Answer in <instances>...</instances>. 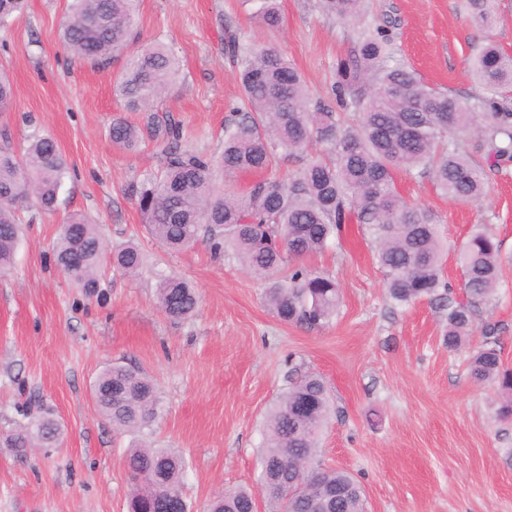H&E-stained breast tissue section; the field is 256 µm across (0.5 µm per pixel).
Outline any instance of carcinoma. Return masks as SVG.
<instances>
[{"mask_svg":"<svg viewBox=\"0 0 512 512\" xmlns=\"http://www.w3.org/2000/svg\"><path fill=\"white\" fill-rule=\"evenodd\" d=\"M257 18L270 30L280 26L277 0H256ZM473 23L486 29L496 21V0H460ZM367 0H319L323 11L358 25L349 54L337 64L333 94L339 111L314 99L294 63L275 46L240 49L232 32L224 37L238 68L243 108L224 128L219 157L185 150L171 113L155 103L180 78V66L164 45L134 42L137 0H70L62 42L78 60L104 68L116 57L132 54L117 79L128 108L148 113L144 127L120 118L112 122V142L136 149L145 138L161 147L163 165L156 175L133 187L148 234L177 253L204 237L214 253L230 247L253 273L269 279L264 301L285 324L318 325L329 321L340 301L330 277L296 266L285 281L273 277L287 259L323 251L344 225L367 226L378 244V262L390 297L410 303L429 297L447 310L448 349L465 345L473 332L477 304L492 295L502 263L500 242L489 230L474 228L456 249L465 280V299L453 297L442 282L444 245L436 216L409 205L395 187L400 172L432 179L449 198L475 203L488 195L486 168L512 161V55L492 42L471 60V80L488 97L461 99L426 84L404 64L388 30L365 21ZM25 0H0V28L22 13ZM13 87L0 73V112L9 110ZM476 138L483 161L468 147ZM315 143L323 149L309 156L294 178L275 176L253 183L239 194L224 188L225 176L270 172L281 155L302 153ZM69 175V163L55 140L34 133L22 153L0 147V272L8 271L19 244V207L30 201L56 209ZM59 271L91 297L99 288L105 260L136 274L144 255L134 243L107 251L97 225L78 214L64 221L53 247ZM158 305L171 319L193 316L195 289L183 278L166 277ZM471 374L497 381L507 399L500 414L512 416V369L497 350L494 329L473 348ZM96 403L117 431L139 432L157 410L153 380L140 368L114 363L94 384ZM35 430L22 427L5 443L31 448L56 439L58 424L41 407ZM331 413L323 378L305 373L269 411L267 439L260 457V485L268 512H307L305 495L326 512H366L361 485L344 470L317 462L318 439ZM128 512H189L184 495L185 460L170 449L136 445L128 449ZM255 497L247 488L224 490L208 512H253Z\"/></svg>","mask_w":512,"mask_h":512,"instance_id":"1","label":"carcinoma"}]
</instances>
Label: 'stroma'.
I'll use <instances>...</instances> for the list:
<instances>
[{
  "label": "stroma",
  "mask_w": 512,
  "mask_h": 512,
  "mask_svg": "<svg viewBox=\"0 0 512 512\" xmlns=\"http://www.w3.org/2000/svg\"><path fill=\"white\" fill-rule=\"evenodd\" d=\"M68 0H27L0 29V71L14 89L0 112V142L21 149L34 132L55 139L71 167L55 211L23 212L13 268L0 274V433L23 422L40 397L60 424L50 446L0 445V512H127L125 462L132 435L118 434L99 411L93 384L108 364L143 369L155 382L159 412L143 438L180 453L191 512H204L225 488H258L266 416L297 374L314 372L333 412L319 461L349 472L368 512H512V419L498 414L496 381L474 380L467 348L449 350L446 315L432 300L394 301L365 227L345 225L308 270L336 279L341 300L324 325H287L265 307V283L233 251L213 254L206 240L169 252L143 227L130 188L160 169L159 148L113 146V119L138 125L114 91L123 63L91 68L61 45ZM279 29L264 28L241 0H140V42L165 45L181 77L162 102L181 123L183 147L220 154L224 127L240 97L224 30L241 42L283 50L317 98L331 101L336 64L351 30L316 0H280ZM369 14L391 20L405 62L430 86L475 93L468 60L485 39L512 53V0H497L493 28L480 30L460 0H370ZM490 192L462 203L427 176L398 173L397 192L432 210L448 247L482 224L501 243L495 293L476 309L473 343L484 326L512 367V162L489 170ZM97 224L108 244L135 241L146 254L139 275L100 269L99 294L86 298L55 267L52 247L67 214ZM178 274L199 294L195 316L173 320L156 297L161 278Z\"/></svg>",
  "instance_id": "1"
}]
</instances>
